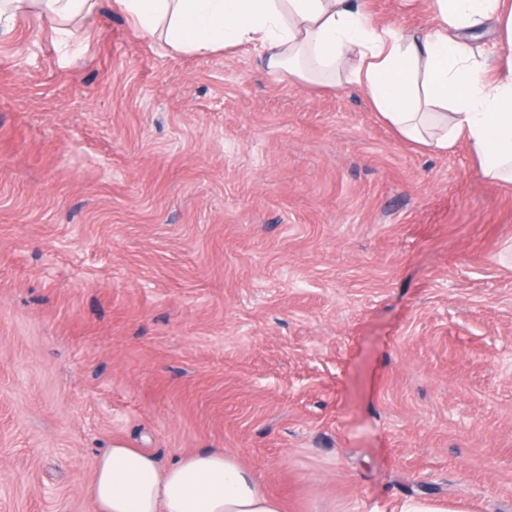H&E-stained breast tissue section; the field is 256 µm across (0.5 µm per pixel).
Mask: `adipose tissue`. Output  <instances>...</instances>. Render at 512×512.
<instances>
[{"label":"adipose tissue","instance_id":"ef3b65f1","mask_svg":"<svg viewBox=\"0 0 512 512\" xmlns=\"http://www.w3.org/2000/svg\"><path fill=\"white\" fill-rule=\"evenodd\" d=\"M438 22L404 33L374 26L353 0H115L146 37L177 54L253 46L268 69L363 89L397 134L435 150L465 141L481 173L512 183V54L485 76L463 31L495 21L512 50L507 0H435ZM97 0H0V35L34 11L67 44ZM93 512H285L249 468L221 448L160 466L138 448L105 449L89 488Z\"/></svg>","mask_w":512,"mask_h":512}]
</instances>
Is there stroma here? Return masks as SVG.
I'll list each match as a JSON object with an SVG mask.
<instances>
[{"mask_svg":"<svg viewBox=\"0 0 512 512\" xmlns=\"http://www.w3.org/2000/svg\"><path fill=\"white\" fill-rule=\"evenodd\" d=\"M433 23L430 0H361ZM221 448L286 512H512V183L112 0L0 38V512Z\"/></svg>","mask_w":512,"mask_h":512,"instance_id":"obj_1","label":"stroma"}]
</instances>
